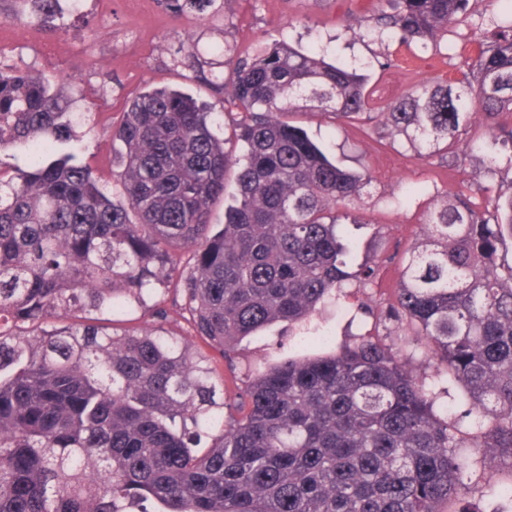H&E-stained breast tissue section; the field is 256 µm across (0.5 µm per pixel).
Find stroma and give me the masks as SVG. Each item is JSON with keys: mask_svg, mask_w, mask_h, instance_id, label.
Here are the masks:
<instances>
[{"mask_svg": "<svg viewBox=\"0 0 512 512\" xmlns=\"http://www.w3.org/2000/svg\"><path fill=\"white\" fill-rule=\"evenodd\" d=\"M379 6V0H217L214 6L175 18L158 0H142L138 5L112 0L105 12L95 0H88L83 14L62 15L48 27L25 18L13 20V30L1 47L23 70L80 86L84 98L73 104V111L91 106L97 116L71 122V143L57 144L55 153L60 156L71 145L81 146L80 161L112 186L121 171L123 146L112 141L110 131L120 123L127 98L170 86L208 103L225 123L237 120L235 109L175 62L174 51L187 38H194L202 57L219 70L224 67L222 48L227 43L241 52L278 41L305 51L324 47L329 62L353 61L366 67L376 96L388 100L400 95L407 84L432 79L446 72L448 65L459 63L466 40L490 26L482 0H470L434 56L420 48L400 47L387 33L361 36L354 14ZM290 120L338 164L351 170L367 168L372 177L358 211L361 221L345 225L344 234L357 244L356 263L378 266L377 279L369 288L352 287L344 297L327 301L317 323L329 332L334 345L356 335L369 336L397 351L414 377L434 379L437 369L427 359L425 346L401 342L400 327L385 317L398 286L401 259L425 238V214L448 188L492 185L510 193L512 163L502 154L495 168H488L486 154L479 148L455 165L438 156L419 160L402 143L379 141L365 124L316 110L293 114ZM364 304L373 308V316L360 315ZM176 330L190 349L210 353L186 321H179ZM282 332L277 324L248 337L230 362L210 353L225 388L243 385L254 356L277 353Z\"/></svg>", "mask_w": 512, "mask_h": 512, "instance_id": "stroma-1", "label": "stroma"}]
</instances>
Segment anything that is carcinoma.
Instances as JSON below:
<instances>
[{
  "label": "carcinoma",
  "mask_w": 512,
  "mask_h": 512,
  "mask_svg": "<svg viewBox=\"0 0 512 512\" xmlns=\"http://www.w3.org/2000/svg\"><path fill=\"white\" fill-rule=\"evenodd\" d=\"M59 0H0V17L32 7L48 23ZM171 14L214 0H160ZM469 0H385L356 19L363 33L437 43ZM496 30L463 49L473 68L414 84L375 106L368 79L319 52L274 44L224 47V74L182 42L184 63L241 115L244 152L225 148L220 115L177 90L126 103L123 200L69 153L72 94L0 60V153L23 149L30 171L0 163V512H447L474 479L512 463V194L479 204L446 192L427 214V243L409 252L388 318L427 345L439 375L462 386L477 430L448 412L442 379L428 384L398 355L361 339L271 362L232 394L207 356L152 326L116 317L172 284L196 335L224 358L276 323L305 328L353 278L339 228L371 186L289 121L317 109L399 139L419 159L471 156L472 119L512 146V0H487ZM234 172L237 193L213 231L211 205ZM188 272L176 273L182 253ZM461 448H479L464 457Z\"/></svg>",
  "instance_id": "carcinoma-1"
}]
</instances>
